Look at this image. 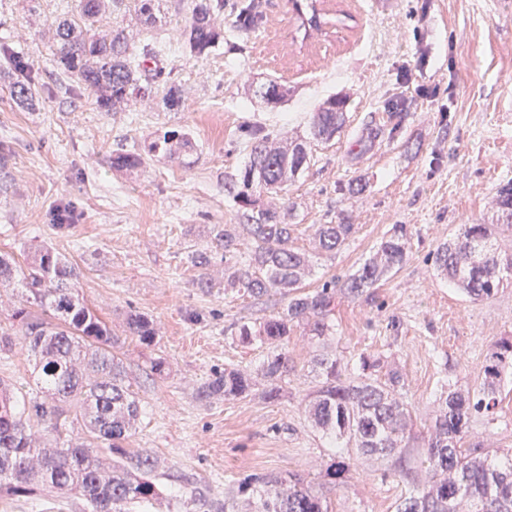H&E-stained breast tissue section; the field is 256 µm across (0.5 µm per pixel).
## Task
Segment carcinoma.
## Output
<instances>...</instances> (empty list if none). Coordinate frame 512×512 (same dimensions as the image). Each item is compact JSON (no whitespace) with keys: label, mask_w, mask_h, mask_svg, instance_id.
<instances>
[{"label":"carcinoma","mask_w":512,"mask_h":512,"mask_svg":"<svg viewBox=\"0 0 512 512\" xmlns=\"http://www.w3.org/2000/svg\"><path fill=\"white\" fill-rule=\"evenodd\" d=\"M164 0H75L70 13L52 24L53 55L64 74H73L95 97L101 112L121 104L145 103L163 92L170 110L179 104V89L170 83L171 72L162 65L164 54L154 41L135 44L120 22L101 30L97 23L110 11L128 13L144 26L156 22ZM180 25L183 54L194 60L208 58L224 43V26L244 32L258 24L256 0H187ZM307 35L320 30L324 14L315 0H292ZM10 63L17 75L13 97L20 106L35 94L25 65ZM345 122V101L322 102L310 118V134L330 140ZM250 149L244 169L225 177L224 190L236 206L235 224L214 226V239L224 247V288L260 298L274 292L288 297L286 308L259 323H243L231 332L241 344L268 345L257 365L267 383L264 397L279 398L281 383L290 372L288 336L303 327L305 335L323 341L332 334L329 316L336 290L352 298L369 299L384 277L406 263L410 234L396 224L375 252L341 283L332 280L312 293H302L308 257L295 243L294 225L286 222L288 207H277L264 196L287 192L309 160L307 141L285 145L260 125L240 129ZM196 151L185 131H165L143 142L139 151L118 148L110 164L117 171L143 168L149 162ZM490 224H463L440 245L435 264L440 275L473 300L491 297L512 274V254L496 247L497 237L512 234V181L503 184L493 205ZM355 232L345 214L335 224H318L314 241L318 251L333 255ZM200 270L197 286L213 287L205 252L191 255ZM77 267L51 247L35 251L20 263L0 253V289L17 293L12 302L15 327L34 360V379L52 402L26 397L0 381V493L31 498L44 489L77 495L83 512H150L159 490L152 480L158 460L150 454H130L122 443L140 413L139 400L130 390L123 362L112 353V333L96 309L79 299L74 282ZM129 333L151 346L157 329L149 319L131 314ZM322 381L310 402L315 426L340 439L347 437L365 455L389 459L409 491L396 512H512V453L497 458L479 448H466L469 422L474 414L489 417L499 404L502 384L512 377V336L490 348L483 378L472 392L450 390L437 400V410L426 427V442L418 466L406 458L413 426L408 405L399 390L401 376L385 370L382 355L362 354L353 371L336 357L316 360ZM253 377L226 368L202 387L204 398L227 400L251 392ZM53 435L45 441L34 425ZM103 445L120 461L105 467L92 447ZM255 504L258 512H330L326 498L296 473L252 477L239 484L236 496L224 503L210 502L212 512H235L237 497Z\"/></svg>","instance_id":"carcinoma-1"}]
</instances>
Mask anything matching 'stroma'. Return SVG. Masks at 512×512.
Listing matches in <instances>:
<instances>
[{"label":"stroma","mask_w":512,"mask_h":512,"mask_svg":"<svg viewBox=\"0 0 512 512\" xmlns=\"http://www.w3.org/2000/svg\"><path fill=\"white\" fill-rule=\"evenodd\" d=\"M261 3L257 28L225 32L223 46L194 61L182 55L177 4L167 0L153 28L130 34L164 46L178 107L157 97L102 112L76 77L53 64L49 28L72 0H0V47L22 51L39 89L30 105H17L16 77L0 57V252L21 258L49 244L78 267L77 293L102 311L141 405L124 446L159 461L154 512H207L206 501L235 494L247 476L288 472L306 477L333 512H395L406 487L385 460L351 454L347 484L327 482L330 450L306 410L319 381L315 359L327 354L352 365L361 354L384 353L404 383L420 453L442 387H476L491 344L512 335V279L474 301L434 266L437 247L460 225L487 221L498 187L512 179V0H498L493 13L485 0H320L327 22L308 38L290 0ZM270 80L287 88L285 102L249 93ZM332 95L347 99L345 123L331 141L313 145L289 186V221L304 248L314 225L339 214L357 229L335 255L314 257L306 288L353 274L396 224L411 233L409 259L372 301L337 294L329 341L295 328L293 369L278 400L264 398L262 380L244 397L201 398L214 373L252 369L261 358L259 345L239 344L230 326L287 304L279 294L254 299L222 284L224 251L213 228L236 221L224 177L249 161L235 133L259 123L308 136L312 112ZM158 130L191 134L190 163L162 159L113 171L112 150L140 147ZM359 177L366 190L349 198L346 186ZM67 204L77 221L61 231L52 216ZM196 251L212 255L215 288L197 287ZM134 312L156 323L155 346L130 336ZM157 357L167 363L164 373L151 370ZM31 370L24 340L13 333L0 348V380L27 389ZM507 388L493 423L472 418L470 441L512 448V382ZM179 471L191 484L174 481ZM80 508L78 498L48 490L27 501L0 496V512Z\"/></svg>","instance_id":"stroma-1"}]
</instances>
